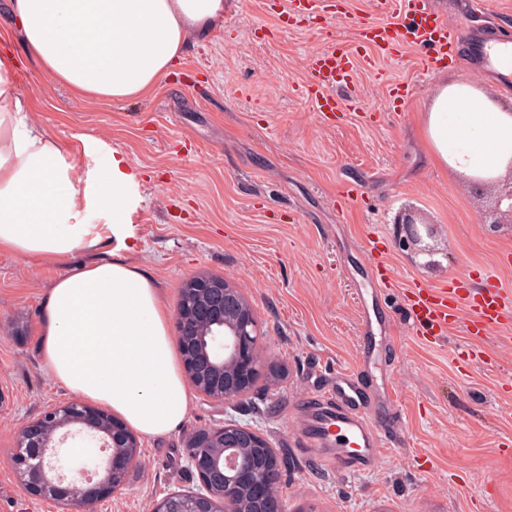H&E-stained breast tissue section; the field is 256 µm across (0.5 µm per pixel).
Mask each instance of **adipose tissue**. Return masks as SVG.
<instances>
[{
	"mask_svg": "<svg viewBox=\"0 0 512 512\" xmlns=\"http://www.w3.org/2000/svg\"><path fill=\"white\" fill-rule=\"evenodd\" d=\"M26 57L80 99L147 96L169 76L190 36L224 21L225 0H9ZM0 52V251L47 263L125 240L137 174L124 156L84 172L37 120ZM433 160L469 180L512 179V106L474 85L443 84L423 114ZM105 216L102 224L90 214ZM161 288L125 259L82 263L57 276L41 307L40 353L54 382L120 416L147 438L183 425L192 395L169 334Z\"/></svg>",
	"mask_w": 512,
	"mask_h": 512,
	"instance_id": "adipose-tissue-1",
	"label": "adipose tissue"
}]
</instances>
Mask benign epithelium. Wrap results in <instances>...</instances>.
Wrapping results in <instances>:
<instances>
[{
  "instance_id": "1",
  "label": "benign epithelium",
  "mask_w": 512,
  "mask_h": 512,
  "mask_svg": "<svg viewBox=\"0 0 512 512\" xmlns=\"http://www.w3.org/2000/svg\"><path fill=\"white\" fill-rule=\"evenodd\" d=\"M492 223L512 224V184L498 190ZM183 373L212 401L244 396L259 372L254 310L224 278L197 274L180 289L175 320ZM79 439L82 466L73 467L60 448ZM12 458L15 473L33 495L65 512H96V504L121 490L140 457L135 433L110 411L78 400L45 409L24 422ZM187 458L200 488L163 498L152 512H285L274 487L278 458L255 429L239 423L202 428L189 439Z\"/></svg>"
}]
</instances>
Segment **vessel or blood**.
Returning a JSON list of instances; mask_svg holds the SVG:
<instances>
[{"instance_id": "1", "label": "vessel or blood", "mask_w": 512, "mask_h": 512, "mask_svg": "<svg viewBox=\"0 0 512 512\" xmlns=\"http://www.w3.org/2000/svg\"><path fill=\"white\" fill-rule=\"evenodd\" d=\"M279 14L306 17L311 25L327 19L323 0H268ZM404 23L367 21L361 29L365 42L391 55L406 46L426 48L427 74H434L454 57L461 32L446 17L427 6L425 0H403ZM479 66L501 89L512 88V43L481 53ZM353 62L343 51L332 49L311 54L308 59L306 93L318 112L340 111L334 89L351 84ZM486 287L479 297L464 295L455 288L415 287L409 303V318L417 335L427 342L453 325L484 334L512 313V294L501 288L496 268L485 270ZM374 405L358 372H340L329 396L312 398L308 417L301 427L306 446L331 449L338 468L357 471L373 467L388 443L386 431L371 421Z\"/></svg>"}]
</instances>
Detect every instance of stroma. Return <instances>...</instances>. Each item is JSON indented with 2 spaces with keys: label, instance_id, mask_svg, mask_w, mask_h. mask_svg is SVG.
<instances>
[{
  "label": "stroma",
  "instance_id": "35a3bbf8",
  "mask_svg": "<svg viewBox=\"0 0 512 512\" xmlns=\"http://www.w3.org/2000/svg\"><path fill=\"white\" fill-rule=\"evenodd\" d=\"M450 25L490 27L512 41V0H487L491 21L469 0H428ZM348 17L327 30L281 21L265 0H231L224 23L194 36L151 95L124 102L82 100L24 59L16 81L32 115L74 152L84 171L106 169L120 152L138 174L131 215L135 251L108 240L97 252L131 258L152 274L176 311L183 280L224 277L250 300L263 366L248 394L217 403L194 394L183 426L140 440V462L97 512H150L166 495L199 487L186 443L202 427L234 421L258 429L281 466L287 512H512V322L480 338L463 326L428 343L409 321L414 286L479 287L497 266L512 293V226L484 222L491 195L430 159L421 118L441 79L503 92L461 43L453 63L429 77L425 48L356 67L353 93L335 118L304 93L307 57L335 43L354 47L366 18L403 22L381 0H348ZM409 88L406 98L396 86ZM411 215L431 227L399 246ZM79 252L44 263L0 252V512H63L31 494L11 463L17 428L50 405L72 401L40 356L41 299L52 278L86 261ZM387 317L377 426L397 445L370 470L337 469L322 448L299 441L308 397L337 371L362 369V320Z\"/></svg>",
  "mask_w": 512,
  "mask_h": 512
}]
</instances>
